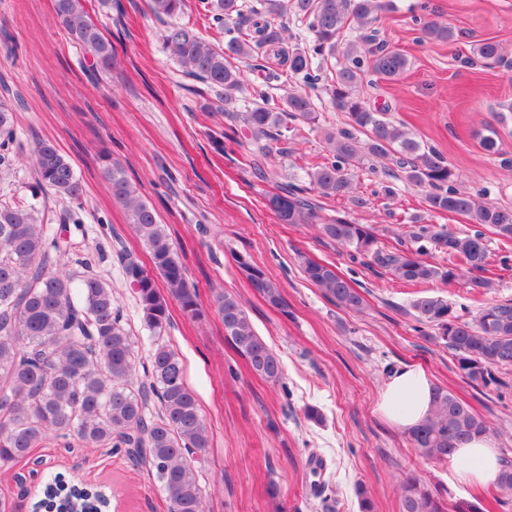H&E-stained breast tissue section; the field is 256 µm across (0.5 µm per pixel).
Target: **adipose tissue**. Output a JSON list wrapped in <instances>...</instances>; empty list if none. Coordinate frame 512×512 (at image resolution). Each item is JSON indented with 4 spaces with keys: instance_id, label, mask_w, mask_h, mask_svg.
Instances as JSON below:
<instances>
[{
    "instance_id": "obj_1",
    "label": "adipose tissue",
    "mask_w": 512,
    "mask_h": 512,
    "mask_svg": "<svg viewBox=\"0 0 512 512\" xmlns=\"http://www.w3.org/2000/svg\"><path fill=\"white\" fill-rule=\"evenodd\" d=\"M433 381L421 365L408 364L386 383L377 412L393 426L405 430L424 421L433 407ZM499 469V453L492 438H476L457 450L448 471L449 489L483 486Z\"/></svg>"
}]
</instances>
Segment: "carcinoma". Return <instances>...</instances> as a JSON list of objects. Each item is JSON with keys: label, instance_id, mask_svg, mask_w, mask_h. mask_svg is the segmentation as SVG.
<instances>
[{"label": "carcinoma", "instance_id": "1", "mask_svg": "<svg viewBox=\"0 0 512 512\" xmlns=\"http://www.w3.org/2000/svg\"><path fill=\"white\" fill-rule=\"evenodd\" d=\"M84 2L55 0L57 18L109 70L117 62L116 47L89 19ZM146 2L151 16L165 24L164 46L183 75L224 103L228 139H235L240 123L257 142L279 140L286 116L315 123L317 115L305 92L288 93L276 107L270 104L264 82L251 86L250 106L243 112L237 110L242 83L232 61L271 56L281 72H268L266 79H277L283 73L313 88L326 77L332 107L349 119V128L328 135L327 156L308 173L311 190L318 197L344 195L349 189V170L388 159L392 166L384 168L383 174L427 189L429 212L461 215L476 226L470 232L455 233L445 224H418L409 231L413 241H429L448 256L446 264L424 259L421 247L412 250L402 243L381 247L372 226L345 215L321 222L323 237L368 257L369 266L403 282L450 284L465 277L479 293L495 287L485 275L488 234L503 243L512 242V209L458 190L454 172L440 153L423 147L409 130L390 121L385 111L371 109L359 94L366 71L394 80L407 66V58L388 49L372 29L388 8L386 0H262V10L249 15L239 0H198L210 24L229 35L222 48L196 29L174 21L186 8V0ZM290 8L306 20L310 32L301 47L288 45L286 26L272 23ZM354 23L369 33L360 43H346L340 67L329 78L324 63L336 55ZM420 31L428 40H455L452 27L437 21L424 22ZM473 55L487 65L503 59L499 44L491 40L476 44ZM16 139L13 111L0 103V165L11 161L10 149ZM33 157L40 187L63 200L80 198L82 186L74 167L55 144L38 141ZM104 176L166 285L163 294L133 257H123L145 326L158 335L165 331L171 299L185 315L198 317V294L188 286L185 267L153 206L141 199L119 162H108ZM266 206L285 224H311L317 219L313 198L306 189L290 183L270 194ZM68 219L72 224L60 225V231L51 236L34 207L0 202V464L16 462L53 440L74 438L85 448H110L147 466L167 494L169 512H204L195 463L208 439L197 399L185 382L184 364L174 349L159 344L149 354L148 381L134 380L133 338L122 323L112 289L90 270L88 259L78 256L81 224L71 213ZM65 256L76 257L82 271L55 269ZM240 265L251 288L271 307L288 313L278 283L259 266L245 261ZM302 273L337 307L357 312L365 308L363 295L334 266L306 258ZM215 306L224 323L225 341L255 373L280 381L281 358L256 333L239 301L231 294H219ZM412 308L415 320L426 328L422 335L431 329L434 338L445 342L465 380L478 389L498 387L496 372L512 368V300L486 304L469 319L436 296L419 297ZM151 397L159 407L149 416ZM492 432L489 420L448 389L436 386L432 414L407 434L421 459L448 462L454 449L476 435ZM500 462L494 485L503 496L502 504L512 496V459L503 457ZM399 491L401 512H483L472 502L445 498L446 490L429 486L416 471L403 476ZM41 504L47 512H70L75 504L84 512H99L102 498L97 491H82L58 481L45 486Z\"/></svg>", "mask_w": 512, "mask_h": 512}]
</instances>
